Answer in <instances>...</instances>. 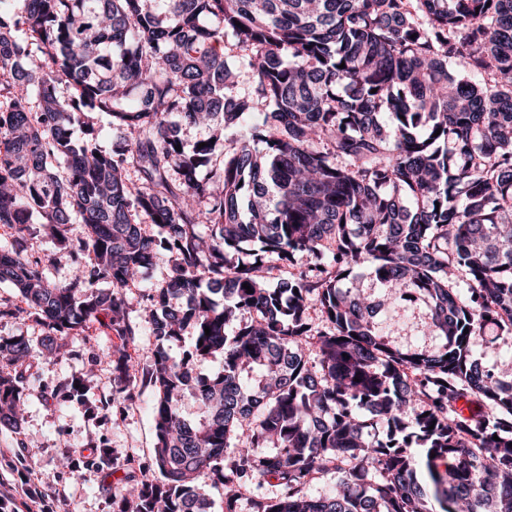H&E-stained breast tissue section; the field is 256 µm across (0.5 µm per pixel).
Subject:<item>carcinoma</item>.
I'll return each mask as SVG.
<instances>
[{
    "label": "carcinoma",
    "instance_id": "cac0c4a2",
    "mask_svg": "<svg viewBox=\"0 0 512 512\" xmlns=\"http://www.w3.org/2000/svg\"><path fill=\"white\" fill-rule=\"evenodd\" d=\"M91 112L112 114L109 151L73 138ZM0 226L19 299L0 315L43 327L0 336L1 429L39 359L103 318L126 340L138 306L158 340L221 358L193 377L159 345L142 366L159 477L118 512H211L203 473L224 512L265 482L249 512H512V373L479 359L486 329L512 333V0H0ZM42 234L70 277L48 280ZM407 295L439 344L377 329ZM112 362L133 398L125 345ZM64 398L87 404L81 375ZM169 260L170 258L167 253H161L156 260L155 266L146 272L143 279L137 285L138 288H133V291L143 294L150 288L160 284L170 267Z\"/></svg>",
    "mask_w": 512,
    "mask_h": 512
}]
</instances>
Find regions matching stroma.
Listing matches in <instances>:
<instances>
[{
    "label": "stroma",
    "instance_id": "1",
    "mask_svg": "<svg viewBox=\"0 0 512 512\" xmlns=\"http://www.w3.org/2000/svg\"><path fill=\"white\" fill-rule=\"evenodd\" d=\"M94 334L88 347L81 337H69L63 358L42 360L33 368L24 389L20 437L25 447L16 446L11 432L0 431V472L36 474L40 490L50 497L51 512H112L113 487L142 479V467L153 455V387L136 386L134 400L118 417L90 415L53 394L59 382L82 371L90 398L112 395L110 351L118 338L100 324ZM77 448L85 449L84 457H74Z\"/></svg>",
    "mask_w": 512,
    "mask_h": 512
}]
</instances>
